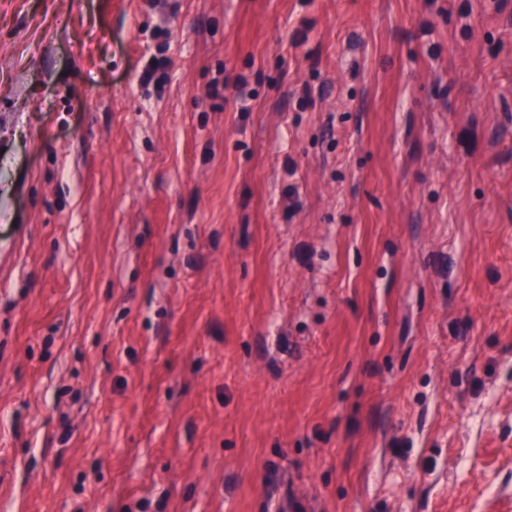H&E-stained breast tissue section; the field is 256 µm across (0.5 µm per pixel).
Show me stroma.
I'll use <instances>...</instances> for the list:
<instances>
[{
    "label": "stroma",
    "mask_w": 512,
    "mask_h": 512,
    "mask_svg": "<svg viewBox=\"0 0 512 512\" xmlns=\"http://www.w3.org/2000/svg\"><path fill=\"white\" fill-rule=\"evenodd\" d=\"M0 512H512V0H0Z\"/></svg>",
    "instance_id": "obj_1"
}]
</instances>
